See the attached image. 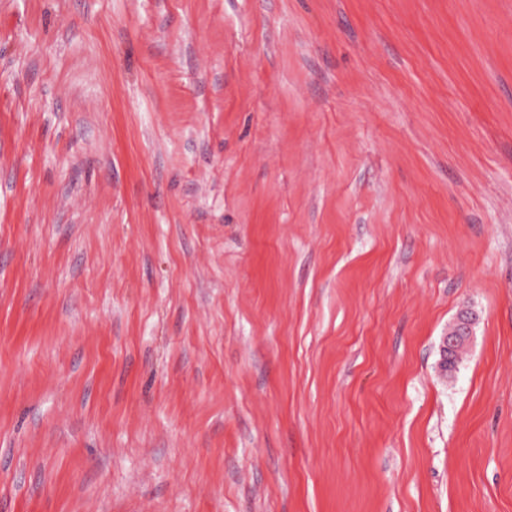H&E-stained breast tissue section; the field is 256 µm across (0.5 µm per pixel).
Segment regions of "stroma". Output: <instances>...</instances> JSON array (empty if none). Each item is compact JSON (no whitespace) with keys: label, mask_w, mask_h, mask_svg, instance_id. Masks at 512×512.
Returning a JSON list of instances; mask_svg holds the SVG:
<instances>
[{"label":"stroma","mask_w":512,"mask_h":512,"mask_svg":"<svg viewBox=\"0 0 512 512\" xmlns=\"http://www.w3.org/2000/svg\"><path fill=\"white\" fill-rule=\"evenodd\" d=\"M0 512H512V0H0ZM476 316L469 311L460 312L455 319V331L444 338L443 352L446 355L448 349L462 345L464 347L473 336V327Z\"/></svg>","instance_id":"obj_1"}]
</instances>
